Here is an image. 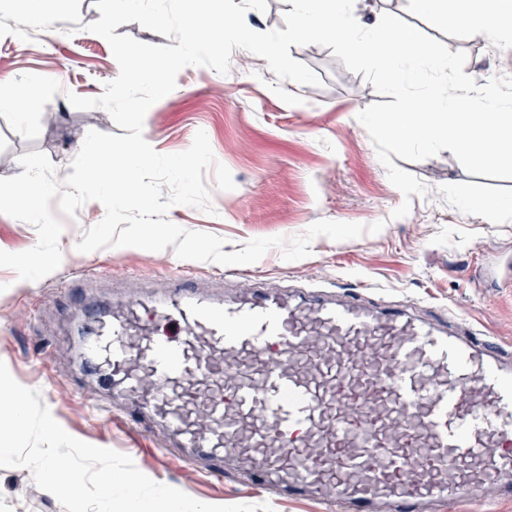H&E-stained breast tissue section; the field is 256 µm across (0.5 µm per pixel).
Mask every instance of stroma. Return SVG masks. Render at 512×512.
I'll return each mask as SVG.
<instances>
[{"instance_id":"stroma-1","label":"stroma","mask_w":512,"mask_h":512,"mask_svg":"<svg viewBox=\"0 0 512 512\" xmlns=\"http://www.w3.org/2000/svg\"><path fill=\"white\" fill-rule=\"evenodd\" d=\"M24 0H0V83L25 73L58 80L63 90L44 107L37 139L15 133L0 117V177L21 174L18 156L41 151L56 168L57 179L71 174V162L87 131L123 135L101 108L79 110L66 95L102 94L119 71L109 43L88 32L100 19L94 0H49L51 25L29 23L19 29ZM392 13L445 44L464 51V72L477 85L493 76L512 75V41L475 40L460 25L437 24L416 12L409 0H355L356 19L371 23ZM295 60L308 65L320 85L281 80L266 61L234 49L228 73L190 66L180 71L176 88L148 110L143 135L159 153L188 149L205 131L214 155L231 172L235 188L210 189L211 211L177 205L167 217L179 226L225 240L224 253L243 250L254 238L304 232L320 219L369 225L376 234L334 241L320 236L310 256L283 260L280 250L240 267L241 276L271 288H367L375 302L410 305L421 315L448 310L476 332L512 344V179L468 174L450 150L397 167L424 186L404 198L392 185L358 113L384 97L363 75L347 70L331 48L290 46ZM405 217L392 218L403 200ZM104 207L86 202L75 216L63 217L58 270L35 281L18 280L0 268V361L21 385L39 391L41 402L74 437L130 456L156 482L178 488L211 504H270L274 512H325L321 501H288L235 480L203 479L162 450V441L134 421L109 417L113 403L101 401L92 412L81 398L92 381L82 370L81 321L74 299L102 308L136 288L158 294L165 275L181 270L225 295L214 262L178 259L173 248L159 252L134 247L81 253L77 242L102 220ZM26 468H0V512H66L51 494L28 488Z\"/></svg>"}]
</instances>
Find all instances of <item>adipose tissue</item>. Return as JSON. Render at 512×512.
<instances>
[{"instance_id": "adipose-tissue-1", "label": "adipose tissue", "mask_w": 512, "mask_h": 512, "mask_svg": "<svg viewBox=\"0 0 512 512\" xmlns=\"http://www.w3.org/2000/svg\"><path fill=\"white\" fill-rule=\"evenodd\" d=\"M413 8L437 22L455 17L469 33L492 38L512 20V0H480L474 6L459 7L449 14L448 0H411Z\"/></svg>"}]
</instances>
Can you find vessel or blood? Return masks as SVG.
<instances>
[{"mask_svg":"<svg viewBox=\"0 0 512 512\" xmlns=\"http://www.w3.org/2000/svg\"><path fill=\"white\" fill-rule=\"evenodd\" d=\"M216 298L173 275L96 321L82 354L195 473L235 461L329 512H453L512 499V347L362 292Z\"/></svg>","mask_w":512,"mask_h":512,"instance_id":"b4317fda","label":"vessel or blood"}]
</instances>
